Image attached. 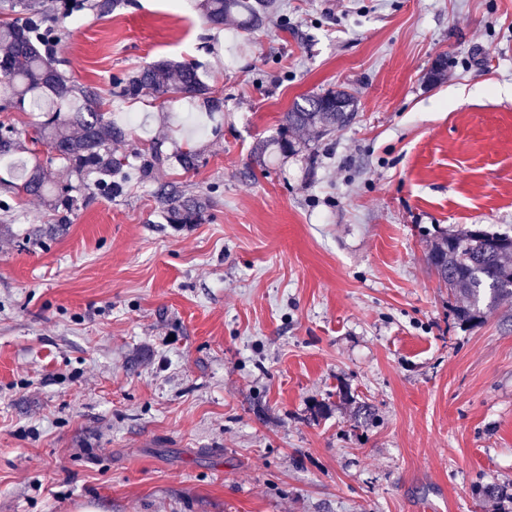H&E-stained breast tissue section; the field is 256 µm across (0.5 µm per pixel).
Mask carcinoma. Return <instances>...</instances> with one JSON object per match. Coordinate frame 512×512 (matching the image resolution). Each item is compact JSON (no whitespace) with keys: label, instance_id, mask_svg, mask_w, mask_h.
I'll use <instances>...</instances> for the list:
<instances>
[{"label":"carcinoma","instance_id":"1","mask_svg":"<svg viewBox=\"0 0 512 512\" xmlns=\"http://www.w3.org/2000/svg\"><path fill=\"white\" fill-rule=\"evenodd\" d=\"M8 18L0 21V112L40 110L43 119L33 125L31 142L46 148V158L30 151L33 162L13 168L9 179L0 177V214L13 218V201L18 193L48 203L54 223L62 227L78 217L77 194L111 200L127 195L131 163L129 156L117 154L131 137V130L107 116L105 99L99 88L69 81L59 70L56 48L63 24L84 8V0H59L56 14L48 18L37 0H3ZM206 21L221 26L228 18L253 33L273 20L281 26L287 19L277 0H203ZM151 91L158 108L178 99L202 101L207 112L224 111V98L213 95L210 75L195 61L160 59L144 65L124 78L112 81V96L136 101ZM345 102L336 111V98ZM357 101L344 90L305 94L284 113L277 136L258 141L252 149L254 162L263 166L269 146L286 156L296 151L290 134L313 130L329 135L350 123ZM26 152L18 130L0 123V162ZM139 160V179L150 181L156 170L173 163L188 172L198 166L200 154L184 142L173 156L163 144L151 142L133 152ZM66 165L77 183L55 179V163ZM160 213L168 224H201L211 199L191 194L178 180L157 184L154 191ZM427 262L439 281L462 301L456 319L466 327L484 321L485 309L512 299V236L490 232L480 224L461 230L434 229Z\"/></svg>","mask_w":512,"mask_h":512}]
</instances>
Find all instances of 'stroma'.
<instances>
[{
  "label": "stroma",
  "mask_w": 512,
  "mask_h": 512,
  "mask_svg": "<svg viewBox=\"0 0 512 512\" xmlns=\"http://www.w3.org/2000/svg\"><path fill=\"white\" fill-rule=\"evenodd\" d=\"M287 28L214 29L199 0H131L65 24L61 69L110 92L192 59L224 123L120 102L135 142L193 135L202 224L154 183L92 199L28 243L0 232V512H502L512 486V329L456 324L426 262L433 225L512 231V0H281ZM358 111L251 160L294 100ZM375 409L372 422L354 415ZM160 213L169 224H202L211 199L206 194H190L178 180L157 184L154 191Z\"/></svg>",
  "instance_id": "stroma-1"
}]
</instances>
